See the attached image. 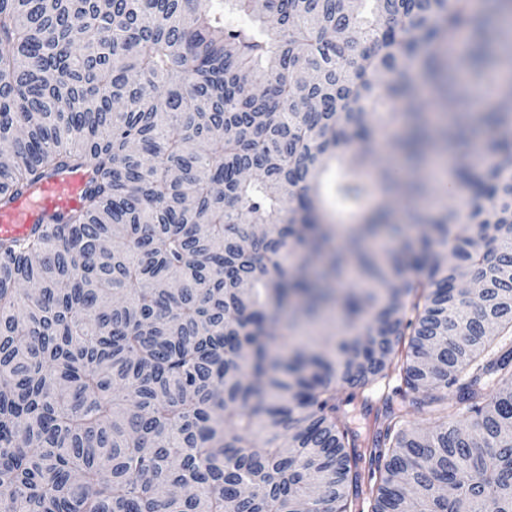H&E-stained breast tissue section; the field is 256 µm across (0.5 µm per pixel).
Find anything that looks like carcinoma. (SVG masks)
I'll return each mask as SVG.
<instances>
[{"mask_svg": "<svg viewBox=\"0 0 512 512\" xmlns=\"http://www.w3.org/2000/svg\"><path fill=\"white\" fill-rule=\"evenodd\" d=\"M248 9L0 0V202L92 176L80 210L0 243V512H512V0H266L226 23ZM463 32L473 83L511 75L485 112L449 76ZM381 84L404 104L388 145L415 171L454 154L468 196L410 210L414 234L390 216L427 185L368 173ZM331 161L336 205L381 197L340 246ZM294 300L288 327L336 306L343 336L282 361ZM391 379L427 427L373 405ZM348 405L377 425L366 477Z\"/></svg>", "mask_w": 512, "mask_h": 512, "instance_id": "obj_1", "label": "carcinoma"}]
</instances>
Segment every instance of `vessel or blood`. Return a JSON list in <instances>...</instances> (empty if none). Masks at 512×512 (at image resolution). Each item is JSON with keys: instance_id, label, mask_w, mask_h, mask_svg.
Returning a JSON list of instances; mask_svg holds the SVG:
<instances>
[{"instance_id": "obj_1", "label": "vessel or blood", "mask_w": 512, "mask_h": 512, "mask_svg": "<svg viewBox=\"0 0 512 512\" xmlns=\"http://www.w3.org/2000/svg\"><path fill=\"white\" fill-rule=\"evenodd\" d=\"M89 183V173L81 169L47 173L8 204L0 205V242L27 239L48 216L79 209Z\"/></svg>"}]
</instances>
